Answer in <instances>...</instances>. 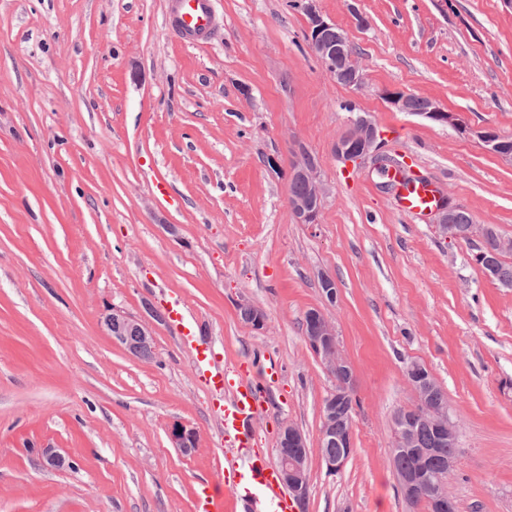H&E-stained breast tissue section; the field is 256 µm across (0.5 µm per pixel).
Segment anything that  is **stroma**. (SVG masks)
I'll return each mask as SVG.
<instances>
[{
    "instance_id": "stroma-1",
    "label": "stroma",
    "mask_w": 512,
    "mask_h": 512,
    "mask_svg": "<svg viewBox=\"0 0 512 512\" xmlns=\"http://www.w3.org/2000/svg\"><path fill=\"white\" fill-rule=\"evenodd\" d=\"M215 7L213 37L192 45L167 0H0V512H194L198 489L223 480L218 395L168 325L171 297L225 366H278L253 428L272 457L283 424L305 434L307 512H427L389 459L413 361L459 425L458 512H512V288L475 264L477 241L403 215L375 172L332 155L356 104L389 155L512 237V163L380 95L418 94L512 137V8L318 0L355 48L356 89L310 52L297 0ZM298 143L331 188L314 226L288 208L287 167L268 164ZM241 298L266 330L240 319ZM109 307L149 327L151 358L104 333ZM312 308L335 324L360 401L333 476L320 429L335 380L304 338ZM177 423L197 432L190 453L169 440ZM46 448L64 467L43 465Z\"/></svg>"
}]
</instances>
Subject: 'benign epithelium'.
Instances as JSON below:
<instances>
[{"instance_id":"7a95c632","label":"benign epithelium","mask_w":512,"mask_h":512,"mask_svg":"<svg viewBox=\"0 0 512 512\" xmlns=\"http://www.w3.org/2000/svg\"><path fill=\"white\" fill-rule=\"evenodd\" d=\"M307 21L306 36L313 55L322 63L326 73L338 84L360 88L365 84V74L356 60V52L346 31L332 19L323 15L317 0H305ZM383 99L396 111H409L410 94L385 89ZM346 132L334 142L333 156L351 168L368 166L376 171L389 163L390 155L383 151V139L378 126L369 113L352 109ZM417 116L432 122L447 125L458 134L477 138L487 151L499 158L512 162V140L488 128L468 126L460 114L448 112L430 99L424 111ZM289 180H298L306 187L302 196L288 195V208L299 224H317L330 189L321 178V159L303 147L292 152L288 164ZM452 205L445 194L433 212L434 224L439 233L449 240L477 238L484 240L492 231L490 224H471L460 229L454 224ZM238 309L247 313V324L254 330L267 326L266 312L247 301L236 303ZM305 340L310 350L335 377L336 386L323 403L322 438L346 449L345 459L338 462L330 457L323 458L327 472L334 474L347 463L353 448L351 431L341 433L336 426L334 405L342 395L354 391L356 374L352 364L340 353L336 328L319 309L309 310ZM104 332L112 341L122 346L130 354L137 356L145 346L153 344L150 329L138 319L117 309L111 310L102 320ZM407 382L413 392V404L400 408L393 417L401 446L414 445L417 428L429 425L434 433L435 448L453 446L457 443L459 431L454 416L447 403L435 399L439 384L431 372L422 364L412 362L406 367ZM173 446L189 452L197 446L195 429L183 424L172 427L169 433ZM310 448L303 432L293 424L281 427L278 436V468L282 482L291 491L300 512H306L308 500V461ZM434 456V448H421L416 462L409 468L398 469L400 493L406 500L424 497L429 502L431 512H457V505L448 492V478L454 472L458 456H448V469L433 474L429 464Z\"/></svg>"}]
</instances>
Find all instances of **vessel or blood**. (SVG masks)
Masks as SVG:
<instances>
[{
  "label": "vessel or blood",
  "instance_id": "b4317fda",
  "mask_svg": "<svg viewBox=\"0 0 512 512\" xmlns=\"http://www.w3.org/2000/svg\"><path fill=\"white\" fill-rule=\"evenodd\" d=\"M169 6L180 32L200 34L215 26L212 0H170ZM386 179L402 213L421 219L432 213L438 201V191L432 182L406 180L403 170L397 167L389 169ZM167 316L177 327L181 342L192 348L198 378L224 394L217 418L226 438L224 453L232 458L224 469V486L233 489L246 507L259 505L265 512H294L291 496L283 491L267 454L258 449L251 428L254 415L266 399L268 384L278 374L276 366L263 368L256 378L244 367L231 371L219 367L215 353L197 345L196 328L180 302L168 305Z\"/></svg>",
  "mask_w": 512,
  "mask_h": 512
}]
</instances>
